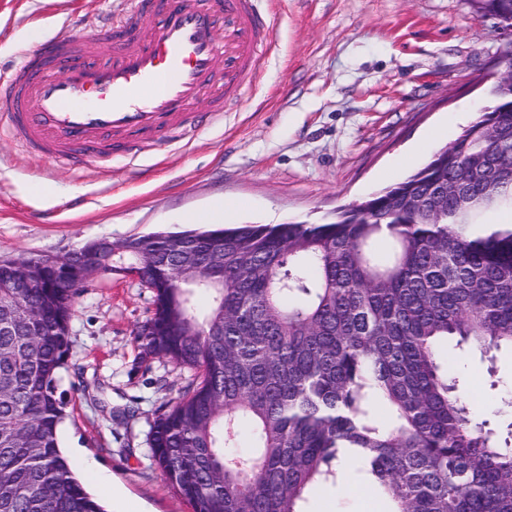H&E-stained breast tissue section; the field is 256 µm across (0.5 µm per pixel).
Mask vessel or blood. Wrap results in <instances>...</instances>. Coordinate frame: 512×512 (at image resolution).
<instances>
[{"instance_id": "b4317fda", "label": "vessel or blood", "mask_w": 512, "mask_h": 512, "mask_svg": "<svg viewBox=\"0 0 512 512\" xmlns=\"http://www.w3.org/2000/svg\"><path fill=\"white\" fill-rule=\"evenodd\" d=\"M257 0H192L178 12L162 0H129L135 25L105 23L95 51L67 34L50 38L0 87L15 139L55 161L166 137L212 100L211 120L238 98L270 43Z\"/></svg>"}]
</instances>
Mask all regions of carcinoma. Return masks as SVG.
<instances>
[{"mask_svg":"<svg viewBox=\"0 0 512 512\" xmlns=\"http://www.w3.org/2000/svg\"><path fill=\"white\" fill-rule=\"evenodd\" d=\"M512 21V0H476ZM403 181L319 224L155 232L67 265H0V512H106L61 450L74 300L119 268L153 291L143 349L194 371L147 454L193 512H305L350 464L389 512H512V434L441 355L512 348V91ZM210 296L202 317L194 296ZM247 432L251 445L237 452Z\"/></svg>","mask_w":512,"mask_h":512,"instance_id":"carcinoma-1","label":"carcinoma"}]
</instances>
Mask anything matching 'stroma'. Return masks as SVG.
I'll return each mask as SVG.
<instances>
[{
	"mask_svg": "<svg viewBox=\"0 0 512 512\" xmlns=\"http://www.w3.org/2000/svg\"><path fill=\"white\" fill-rule=\"evenodd\" d=\"M273 42L218 123L89 164L29 152L0 111V258L63 256L85 243L187 230V214L227 224L319 223L392 186L452 142L485 108L508 66L512 34L479 17L471 0H258ZM128 0H0V78L56 34L95 37ZM71 358L86 385L64 373L62 446L90 461L124 495L102 499L140 512H191L146 458L158 410L189 373L142 363L136 328L153 293L103 275L75 298ZM473 379L480 410L512 391V350L493 358L450 349ZM139 409L128 417V406ZM332 512H388L365 487L330 490Z\"/></svg>",
	"mask_w": 512,
	"mask_h": 512,
	"instance_id": "1",
	"label": "stroma"
}]
</instances>
